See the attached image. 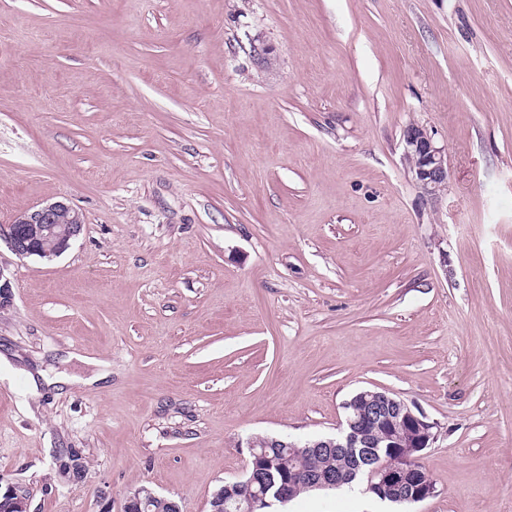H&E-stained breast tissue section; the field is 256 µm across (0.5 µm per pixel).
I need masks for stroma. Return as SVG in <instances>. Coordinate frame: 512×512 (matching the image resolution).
<instances>
[{
    "label": "stroma",
    "mask_w": 512,
    "mask_h": 512,
    "mask_svg": "<svg viewBox=\"0 0 512 512\" xmlns=\"http://www.w3.org/2000/svg\"><path fill=\"white\" fill-rule=\"evenodd\" d=\"M60 199L63 255L0 241V479L29 512L141 486L211 512L252 437L334 435L363 389L433 423L437 496L283 512H512V0H0V225ZM92 357L93 386L25 381ZM406 155L416 179L422 187L434 193L448 178L447 156L422 129L409 126L404 132Z\"/></svg>",
    "instance_id": "obj_1"
}]
</instances>
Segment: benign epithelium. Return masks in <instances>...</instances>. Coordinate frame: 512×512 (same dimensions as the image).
<instances>
[{
	"label": "benign epithelium",
	"instance_id": "benign-epithelium-1",
	"mask_svg": "<svg viewBox=\"0 0 512 512\" xmlns=\"http://www.w3.org/2000/svg\"><path fill=\"white\" fill-rule=\"evenodd\" d=\"M406 155L416 179L422 187L434 193L448 178L447 156L436 147L430 136L416 126L404 132ZM83 230L82 215L64 201H55L33 211L24 212L10 224L0 225V241L20 258L37 257L51 261L65 251ZM13 294L10 279L0 265V310L12 306ZM360 396L367 400L363 411L366 420L390 427L386 436L387 447L394 449L397 459L387 463L376 461L365 469L366 493H373L394 501L415 505L437 496V488L423 465V452L435 439L433 425L415 412L406 402L386 391L365 390ZM359 419L345 415L339 431L333 437L319 438L298 446L278 437L267 439V448L286 444L300 448L304 455H316L338 448H373L375 444L362 435ZM250 460L244 479L228 483L218 489L211 499V512H224L226 497L233 498L235 512H276V507L291 501L296 487L286 481L277 487L268 484L260 475L269 461L266 448H256L248 443ZM71 461L66 463L65 477L73 481L83 478L85 470L80 451L67 452ZM350 479L341 472L309 473L305 482L308 489H336ZM159 496L149 487L141 486L126 497L123 512H149ZM25 490L0 478V512H28Z\"/></svg>",
	"mask_w": 512,
	"mask_h": 512
}]
</instances>
